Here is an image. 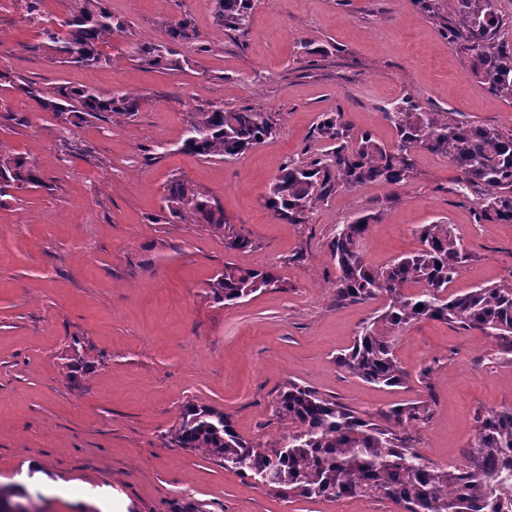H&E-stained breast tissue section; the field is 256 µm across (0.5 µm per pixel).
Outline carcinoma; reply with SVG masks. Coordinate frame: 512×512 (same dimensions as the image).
<instances>
[{
	"label": "carcinoma",
	"mask_w": 512,
	"mask_h": 512,
	"mask_svg": "<svg viewBox=\"0 0 512 512\" xmlns=\"http://www.w3.org/2000/svg\"><path fill=\"white\" fill-rule=\"evenodd\" d=\"M44 0H18L21 18L38 15L41 40L26 46L56 61L93 67L112 61L104 48L122 28L103 0H73L66 16L46 18ZM252 0H215V18L223 29L239 30L249 21ZM500 0H458V16L448 27L451 46L473 58L481 82L495 96L512 99V46L500 35ZM167 42L136 48L138 60L179 68L168 44L190 43L199 35L184 18L165 29ZM27 95L62 123L78 126L100 117L131 116L140 97L132 92L106 95L89 86H58L51 92L29 87ZM395 128V139L381 144L367 133L352 145L343 143L344 113H329L317 126L330 149L303 160L288 161L265 194V206L290 224H304L340 188L367 182L397 185L412 173L411 152L426 150L448 158L459 171L455 192L478 197V224H512V133L464 124L450 112L428 109L406 94L383 107ZM276 130L266 112L212 105L189 113L187 137L180 150L203 158L238 156L262 144ZM43 184L36 164L19 154L0 151V198L14 189ZM169 221L207 224L224 234V246L242 251L252 246L227 227L216 200L175 178L165 188ZM370 217L350 216L336 228L331 253L336 261V298L340 301L384 300L381 312L366 322L337 364L366 383L399 386L405 381L395 355L398 335L422 321L455 324L477 330L512 352V279L450 290L458 270L471 255L446 224L420 231L421 249L373 269L365 264L362 244ZM218 302L234 305L281 279L267 271L224 263L208 284ZM422 309H417V306ZM427 401L392 410L387 427L357 415L335 401L295 383L278 391L275 415L288 422V433L276 448L247 441L234 429L231 416L207 405L186 404L170 443L203 448L226 469L272 486L284 495L389 499L403 512H512V406L477 414L468 463L448 469L424 459L414 447L413 429L428 420Z\"/></svg>",
	"instance_id": "cac0c4a2"
}]
</instances>
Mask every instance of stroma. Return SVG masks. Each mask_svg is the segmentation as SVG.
<instances>
[{
	"label": "stroma",
	"instance_id": "obj_1",
	"mask_svg": "<svg viewBox=\"0 0 512 512\" xmlns=\"http://www.w3.org/2000/svg\"><path fill=\"white\" fill-rule=\"evenodd\" d=\"M432 2L428 12L414 0H253L248 28L234 31L217 26L213 0H104L123 28L111 62L93 67L25 52L37 30L0 13V70L12 76L0 84V151L34 161L44 181L0 207L1 491L42 512H401L385 499L286 497L203 449L168 446L191 402L275 447L287 431L275 398L291 382L383 426L392 409L429 400L417 452L464 463L475 410L512 406V359L479 332L425 321L396 342L404 384L363 382L336 357L380 304L337 301L330 244L344 217L370 216L363 258L379 268L418 251L424 225H451L473 256L453 285L465 291L512 278V224L476 223L454 191L457 169L424 150L412 151L407 181L339 189L304 224L263 200L289 159L323 149L314 130L328 112H343L350 138L386 144L383 106L413 94L512 131V99L491 94L444 35L456 0ZM182 17L199 35L178 48L188 66L135 58ZM30 83L131 90L140 107L68 136L22 92ZM211 105L267 112L276 131L227 160L180 152L190 112ZM174 178L213 196L252 247L230 251L206 225L168 222ZM228 262L273 270L284 287L214 302L208 285Z\"/></svg>",
	"mask_w": 512,
	"mask_h": 512
}]
</instances>
